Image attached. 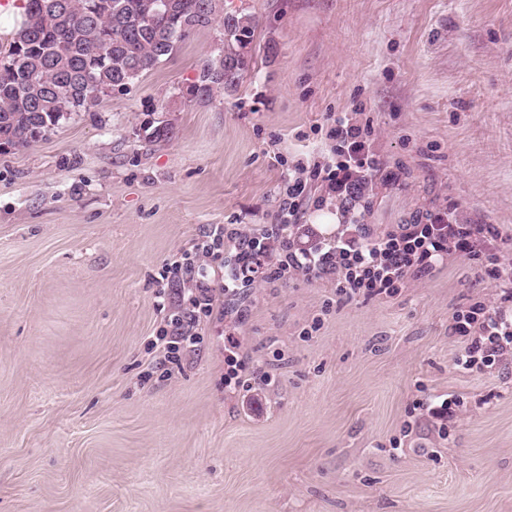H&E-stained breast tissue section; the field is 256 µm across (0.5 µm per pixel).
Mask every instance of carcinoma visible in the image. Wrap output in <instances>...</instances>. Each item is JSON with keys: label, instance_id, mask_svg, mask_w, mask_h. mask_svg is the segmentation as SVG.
Returning a JSON list of instances; mask_svg holds the SVG:
<instances>
[{"label": "carcinoma", "instance_id": "carcinoma-1", "mask_svg": "<svg viewBox=\"0 0 512 512\" xmlns=\"http://www.w3.org/2000/svg\"><path fill=\"white\" fill-rule=\"evenodd\" d=\"M216 22L222 47L179 89L189 101L233 90L249 71L253 21L224 0H23L20 29L0 58V144L18 150L47 139Z\"/></svg>", "mask_w": 512, "mask_h": 512}]
</instances>
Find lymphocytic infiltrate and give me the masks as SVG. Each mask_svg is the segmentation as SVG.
<instances>
[{
	"mask_svg": "<svg viewBox=\"0 0 512 512\" xmlns=\"http://www.w3.org/2000/svg\"><path fill=\"white\" fill-rule=\"evenodd\" d=\"M330 136L346 144L348 158L333 168L313 166L310 176L323 177L331 192H351L360 182L356 170L371 165L369 159L359 156L363 131L347 117L339 116L332 121ZM484 230L481 224H456L450 217L440 216L427 224H409L373 238L358 224L353 233L298 244L276 226L263 235L240 239L237 266L227 273L205 262L224 245V227L215 225L177 265L180 274L196 288L190 312L174 315L165 337L183 348L192 347L200 317L220 314L223 296L253 282L271 252L280 255L274 270L278 278L325 275L334 280L337 293L377 296L404 287L416 272L444 265L449 256L476 255L485 243ZM483 273L504 284L505 289L500 297L477 302L452 317L449 332L462 342L457 362L466 370L512 363V320L503 308L512 301V264L501 262L497 253L490 252L485 256Z\"/></svg>",
	"mask_w": 512,
	"mask_h": 512,
	"instance_id": "1",
	"label": "lymphocytic infiltrate"
}]
</instances>
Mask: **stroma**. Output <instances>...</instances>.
<instances>
[{
	"label": "stroma",
	"instance_id": "35a3bbf8",
	"mask_svg": "<svg viewBox=\"0 0 512 512\" xmlns=\"http://www.w3.org/2000/svg\"><path fill=\"white\" fill-rule=\"evenodd\" d=\"M254 21L236 90L178 87L193 34L55 134L0 154V512H512V365L456 364L453 314L494 288L461 257L381 296L256 278L192 352L181 251L288 221V172L370 126L365 198L311 182L299 223L387 233L454 209L512 235V0H229ZM171 124L165 142L147 126ZM165 298H158V291ZM446 394L456 416L425 406Z\"/></svg>",
	"mask_w": 512,
	"mask_h": 512
}]
</instances>
